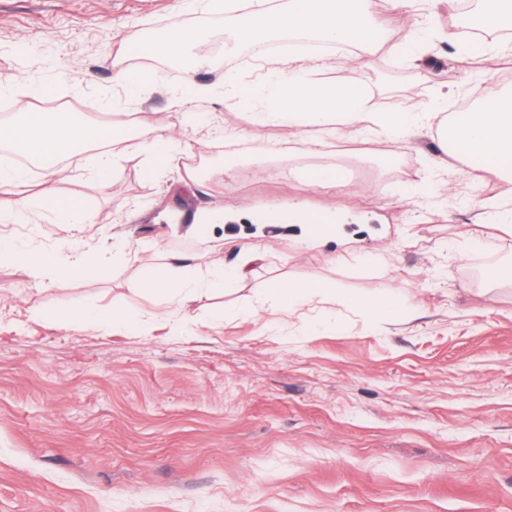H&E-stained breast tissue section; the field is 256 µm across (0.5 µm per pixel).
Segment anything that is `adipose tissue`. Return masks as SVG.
<instances>
[{
    "label": "adipose tissue",
    "instance_id": "obj_1",
    "mask_svg": "<svg viewBox=\"0 0 512 512\" xmlns=\"http://www.w3.org/2000/svg\"><path fill=\"white\" fill-rule=\"evenodd\" d=\"M224 7L236 14L235 39L250 45H261V32H313L334 44H358L371 50L386 40L383 23L373 10L372 0H289L287 8H277L274 0H249L237 8L235 0H225ZM358 61L357 55L338 56L336 68L341 76L332 82L316 78L324 62L300 57L288 60L284 69H269L259 80L241 77L228 79L223 89L196 83L186 78L181 90L170 98V106L178 111L180 121H187L195 103L205 98L225 96L234 105L252 106L265 101L269 111L256 112L252 122L280 128L285 138L299 151L321 152L327 140L341 141L358 133L379 132L389 139L410 137L436 121L437 134L444 144V157L465 158L472 168L494 174L512 182V84L506 85L492 98L477 102L453 114L443 113L441 101L423 108L406 104L395 112H379L373 94L366 86L353 83L344 76ZM17 119L0 122V147L23 154L41 166L45 182H53L59 174L57 157L77 148L93 149L89 176L99 177L122 159L140 158L147 176H154L172 164L178 154L186 152L188 142L176 136L175 124L156 127L152 137L137 139L111 121L91 124L72 112H33L28 103L18 106ZM49 206L57 224H83L87 214L80 201L57 200L48 195L35 201H23L8 213L0 212L1 223L21 222L31 204ZM262 224H284L298 229L307 246L315 247L340 231L329 214L311 209L306 203L265 202L256 207ZM70 261H61L57 251H16L9 241H0V254L14 258L64 282L88 271L90 262L78 247H71ZM146 290L159 298L157 312L167 315L171 307L186 308L199 290L187 276L182 258L175 257L164 274L146 282Z\"/></svg>",
    "mask_w": 512,
    "mask_h": 512
}]
</instances>
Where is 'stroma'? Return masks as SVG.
I'll use <instances>...</instances> for the list:
<instances>
[{
	"label": "stroma",
	"mask_w": 512,
	"mask_h": 512,
	"mask_svg": "<svg viewBox=\"0 0 512 512\" xmlns=\"http://www.w3.org/2000/svg\"><path fill=\"white\" fill-rule=\"evenodd\" d=\"M425 13L429 65L383 47L348 73L378 111L441 94L453 112L512 78V57L461 55L448 0ZM175 21L223 45L234 25L202 0H0V78L12 82L0 122L20 93L95 122L88 101L111 89L128 128L151 137L190 72L178 59L140 64L130 47ZM249 54L198 58L192 73L253 77ZM123 67L144 75L137 98L119 90ZM193 113L187 134L222 158L216 177L185 185L182 156L153 180L130 160L97 181L89 152H71L51 192L85 202L83 229L45 206L0 222L17 251L77 236L97 265L58 284L0 260V512H512V236L478 221L512 184L476 178L463 159L440 167L427 131L406 144L354 135L341 156L273 155L280 131L253 127L248 109L217 98ZM339 157L354 177L306 187L307 167ZM262 201L336 214L361 254L257 223ZM216 209L225 223L190 233ZM173 255L200 274L220 262L247 275L161 317L143 284ZM274 280L322 290L288 313L262 301ZM343 293L392 297L399 312L349 308ZM91 300L151 321L64 324L65 308Z\"/></svg>",
	"instance_id": "obj_1"
}]
</instances>
